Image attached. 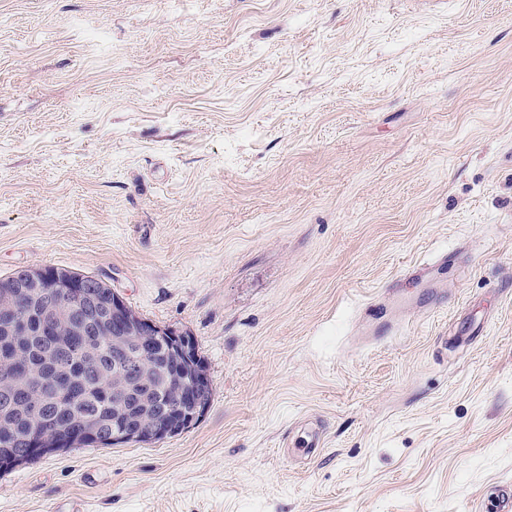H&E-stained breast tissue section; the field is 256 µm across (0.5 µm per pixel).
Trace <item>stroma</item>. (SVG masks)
Instances as JSON below:
<instances>
[{
	"mask_svg": "<svg viewBox=\"0 0 512 512\" xmlns=\"http://www.w3.org/2000/svg\"><path fill=\"white\" fill-rule=\"evenodd\" d=\"M36 265L213 394L0 512H472L512 485V0H0V276Z\"/></svg>",
	"mask_w": 512,
	"mask_h": 512,
	"instance_id": "obj_1",
	"label": "stroma"
}]
</instances>
